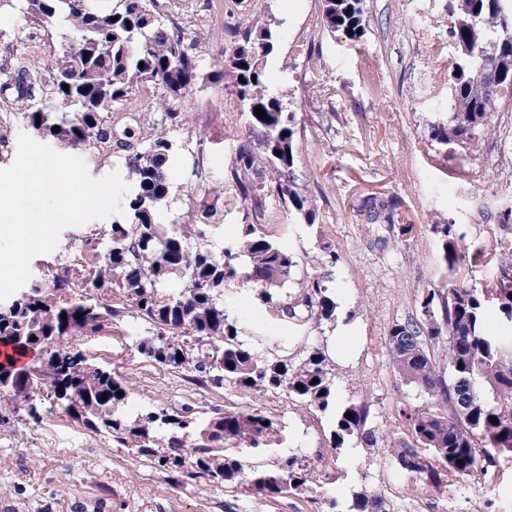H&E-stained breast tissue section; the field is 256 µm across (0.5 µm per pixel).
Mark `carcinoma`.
I'll return each instance as SVG.
<instances>
[{"instance_id": "carcinoma-1", "label": "carcinoma", "mask_w": 512, "mask_h": 512, "mask_svg": "<svg viewBox=\"0 0 512 512\" xmlns=\"http://www.w3.org/2000/svg\"><path fill=\"white\" fill-rule=\"evenodd\" d=\"M28 17L45 29L63 20L73 35L54 50L45 80L53 90L48 107L19 113L22 123L48 140L75 149L107 144L112 109L129 103L140 84L161 88L160 119L180 118L172 100L197 81L201 59L176 31L167 30L157 0H117L100 12L87 0H23ZM455 57L449 74L453 97L448 133L440 142L468 149L495 134L490 116L503 94L512 92V0H448ZM328 29L357 41L364 36L362 0H325ZM276 41L272 21L257 20L236 32L229 54L219 62L234 79V93L246 106L258 147L240 146L229 176L242 197L273 189L288 211L305 224L316 219L315 200L295 186L299 129L284 109L267 75L266 58ZM144 66H139V63ZM68 89H63V86ZM262 109L266 118L255 116ZM147 145L125 158L124 221H114L82 237L64 236L65 254L38 259L34 274L0 306V345L34 352L17 370L0 366V391L35 407L62 408L87 429L118 444H132L151 466L174 481L188 475L237 484L261 496L316 492L329 478L309 460L284 456L271 466L246 467L232 449L259 448L278 435L273 419L257 409L201 416L185 406H148L132 422L124 409L129 382L88 363L82 339L112 326L123 310L149 324L135 337L140 353L196 386L219 391L233 386L246 393L283 392L301 406L320 412L336 402L332 373L318 347L299 361L262 354L240 335L238 321L224 310V281L238 269L224 257H244L247 276L259 284L258 299L295 326L338 317L329 271L296 280L298 291L283 287L297 265L288 249L267 238L258 225H242L240 236L217 251L205 244L204 224H164L161 205L169 194L172 141L151 135ZM396 203L372 197L364 204L367 224H394ZM448 280L418 296L420 316L395 322L385 344L400 377L428 395L422 407L400 410L416 444L392 449L402 469L439 489L450 477L485 475L504 455H512V335L491 332L490 321L512 312V240L492 248L474 246L455 224H433ZM493 266L495 277L477 286L474 269ZM179 279L180 287L170 283ZM119 306L112 305V299ZM67 321H62L61 314ZM445 348L443 376L429 346ZM497 422H491V418ZM368 409L349 405L336 413L331 447L355 438L377 443L367 426ZM431 451L442 468L421 456ZM348 512H382L377 496L352 493Z\"/></svg>"}]
</instances>
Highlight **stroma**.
<instances>
[{"instance_id":"35a3bbf8","label":"stroma","mask_w":512,"mask_h":512,"mask_svg":"<svg viewBox=\"0 0 512 512\" xmlns=\"http://www.w3.org/2000/svg\"><path fill=\"white\" fill-rule=\"evenodd\" d=\"M169 27L181 31L204 67L194 85L173 101L183 119L156 126L177 145L165 222L204 224L213 248L229 245L247 214L260 210V228L292 252L295 278L312 274L325 250L340 259L333 269L339 313L335 321L288 326L257 300L256 283L224 284V307L260 352L301 359L309 347L325 350L334 374L337 407L367 406L380 439L369 448L348 441L330 446L333 412L300 407L283 395H216L198 388L139 353L134 339L146 323L133 316L87 337L89 360L127 377L133 387L127 420L148 405H188L215 414L227 408L262 410L280 428L271 449L248 461L266 465L281 455L314 461L333 478L330 495L349 503L363 486L387 512H512V461L472 477L455 493L422 485L401 469L392 448L411 442L398 410L423 405V393L395 372L385 331L417 310L416 297L440 285L441 263L433 223H452L467 240L484 245L507 238L496 212L512 202V99H500L491 118L496 134L469 152H449L434 138L448 127V69L455 55L448 0H363L366 35L349 40L324 24V0H159ZM278 24L266 71L301 131L295 159L299 188L317 202L314 224L296 223L276 196L261 203L241 197L227 180L240 144L255 143L248 113L233 92L231 75L214 76L229 28L259 17ZM71 30L33 24L19 6L0 7V73L47 69L55 46ZM161 94L140 86L124 109L113 110L116 142L81 151L96 179L123 170L126 148H139V117L154 112ZM19 104L0 100V169L16 158L26 130ZM391 196L396 223L413 232L394 238L385 224L365 223L363 199ZM40 420L24 404L0 394V512H322L310 494L252 496L232 484L192 477L175 483L103 433L86 429L63 410L43 404Z\"/></svg>"}]
</instances>
